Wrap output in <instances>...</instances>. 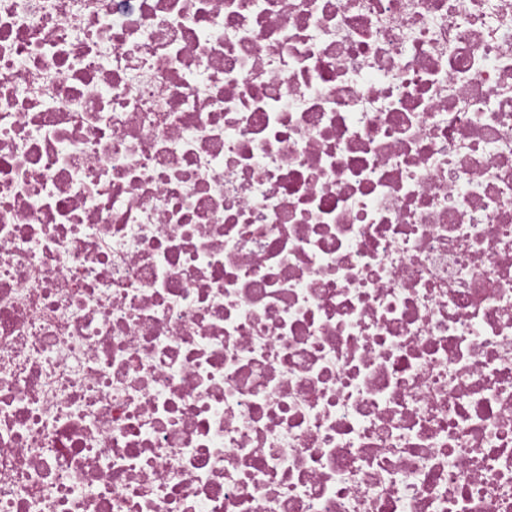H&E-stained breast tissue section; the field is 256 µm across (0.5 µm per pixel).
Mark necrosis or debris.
I'll list each match as a JSON object with an SVG mask.
<instances>
[{"label": "necrosis or debris", "instance_id": "1", "mask_svg": "<svg viewBox=\"0 0 512 512\" xmlns=\"http://www.w3.org/2000/svg\"><path fill=\"white\" fill-rule=\"evenodd\" d=\"M0 512H512V0H0Z\"/></svg>", "mask_w": 512, "mask_h": 512}]
</instances>
